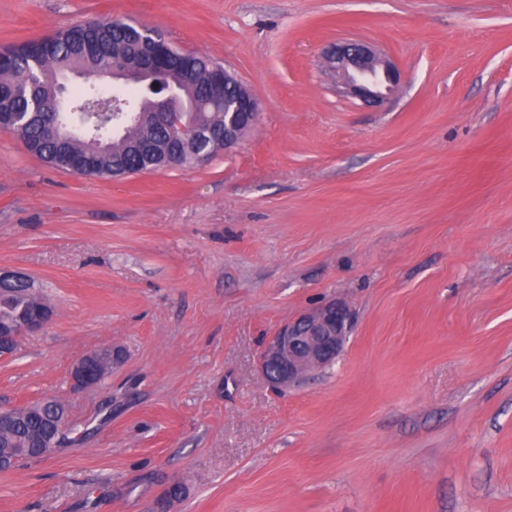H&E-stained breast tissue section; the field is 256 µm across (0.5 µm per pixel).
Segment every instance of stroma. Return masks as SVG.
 Masks as SVG:
<instances>
[{
	"instance_id": "obj_1",
	"label": "stroma",
	"mask_w": 512,
	"mask_h": 512,
	"mask_svg": "<svg viewBox=\"0 0 512 512\" xmlns=\"http://www.w3.org/2000/svg\"><path fill=\"white\" fill-rule=\"evenodd\" d=\"M101 17L223 64L261 103L208 162L123 179L0 130V271L48 324L0 408L67 440L0 470V512H512V0H0V48ZM400 66L379 106L326 47ZM352 312L336 362L275 391L284 323ZM122 350L98 387L76 359ZM111 352L112 361L114 363L115 356H116V350L110 349H102L98 351H93L88 354L83 355L82 357L78 358L74 364L73 369L71 371V378L75 385L81 387V388H91L95 387V381H92V378L89 376L87 371V363L91 359H98L101 354L105 353L106 351Z\"/></svg>"
}]
</instances>
